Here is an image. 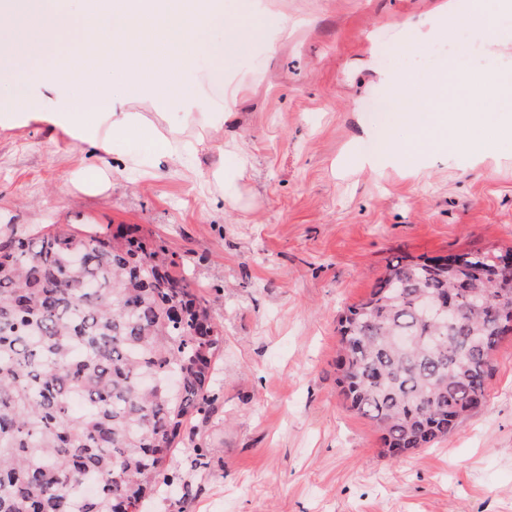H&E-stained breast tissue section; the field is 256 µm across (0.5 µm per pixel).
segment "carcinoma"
<instances>
[{
	"instance_id": "1",
	"label": "carcinoma",
	"mask_w": 512,
	"mask_h": 512,
	"mask_svg": "<svg viewBox=\"0 0 512 512\" xmlns=\"http://www.w3.org/2000/svg\"><path fill=\"white\" fill-rule=\"evenodd\" d=\"M511 260L396 256L339 318L341 395L386 455L437 443L485 401L506 330L474 299L512 294ZM448 293L456 316L430 322L421 299ZM223 350L188 269L135 226L0 241V512H143L164 486L189 495L170 460L182 445L207 466L186 429L215 401ZM88 479L98 493L81 498Z\"/></svg>"
}]
</instances>
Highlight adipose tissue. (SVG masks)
<instances>
[{"label": "adipose tissue", "instance_id": "adipose-tissue-1", "mask_svg": "<svg viewBox=\"0 0 512 512\" xmlns=\"http://www.w3.org/2000/svg\"><path fill=\"white\" fill-rule=\"evenodd\" d=\"M220 11V0H82L73 17L59 0H5L0 35L7 42L40 50L66 35L70 47L40 71L36 92L6 101L0 134L35 122L95 154L125 149L135 162L192 153L195 142L181 137L168 111L178 108L183 125H210L207 101L184 96L178 80L192 74L204 48L199 35ZM76 76L90 93L70 103L62 86ZM116 86L135 89L156 112L133 111L130 99L113 95Z\"/></svg>", "mask_w": 512, "mask_h": 512}]
</instances>
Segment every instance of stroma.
<instances>
[{
  "label": "stroma",
  "mask_w": 512,
  "mask_h": 512,
  "mask_svg": "<svg viewBox=\"0 0 512 512\" xmlns=\"http://www.w3.org/2000/svg\"><path fill=\"white\" fill-rule=\"evenodd\" d=\"M185 95L232 109L182 161L127 167L112 186L62 195L88 150L40 124L0 135V234L54 224L137 225L194 267L224 328L217 400L194 421L206 468L173 464L193 492L144 512H512V337L494 355L485 404L430 448L392 459L336 383L339 317L366 298L396 254L435 257L512 247V139L489 156L457 152L411 177L359 167L362 117L390 92L381 75L430 86L459 39L416 49L412 24L444 0H223ZM294 28L232 55L214 46L259 30L266 13ZM248 165L232 197L215 177L229 150Z\"/></svg>",
  "instance_id": "35a3bbf8"
}]
</instances>
